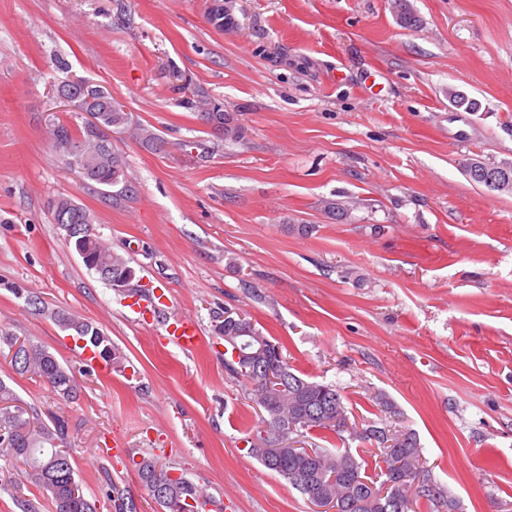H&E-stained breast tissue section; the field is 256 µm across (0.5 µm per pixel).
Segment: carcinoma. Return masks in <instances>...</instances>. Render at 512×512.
I'll return each mask as SVG.
<instances>
[{"label": "carcinoma", "instance_id": "obj_1", "mask_svg": "<svg viewBox=\"0 0 512 512\" xmlns=\"http://www.w3.org/2000/svg\"><path fill=\"white\" fill-rule=\"evenodd\" d=\"M397 20L409 29L418 26L420 20L407 4L400 0ZM98 121L103 127L126 123L128 114L123 106L105 92L103 102L97 108ZM199 119L214 126L220 134L241 137L242 130L221 112V108H204ZM52 147L67 164L80 169L83 178L98 185L113 187L122 185V192H129L124 174V162L112 145H103L97 136L83 130L76 135L64 123H56L48 129ZM469 180L484 184L486 177H507L512 180V163L487 164L474 162V168L466 170ZM57 224H80L84 233L73 238V245L82 247L96 262L109 270L112 279L125 281L130 286L135 271L129 261L114 252L93 232L94 217L89 210L73 200L60 197L52 204ZM51 318L64 330L85 340L86 345L97 351L101 358L119 367L124 354L112 344V340L91 322L66 311L51 313ZM214 333L224 337V370L227 375L247 385L251 401L261 407L265 416L260 440L262 447H253L256 456L269 470L276 472L295 489L307 497L322 494L337 512H411L412 499L407 489L399 493L401 505H396L391 494H382L383 484L404 476L415 483L422 469V454L418 438L409 432L405 439L393 436L384 428L368 427L357 434L362 442H375L377 448H361L354 454L350 449H337L328 453L320 448H292L288 446L290 435L304 430H321L341 435L349 429V416L344 396L331 384H323L300 373L288 364L283 344L273 336L265 335L248 318L228 309L213 315ZM248 331L249 351H260L256 357L234 360L230 339L242 330ZM0 343L8 349L19 347L21 361H11L21 375H29L49 385L55 395L65 402L79 396L80 383L74 372L64 368L44 346L30 339H20L7 329L0 328ZM266 366L281 383L260 385L256 367ZM68 433V422L61 414H55L45 422L39 413L23 403L15 392L0 380V455L8 458L19 469L21 476L41 488L51 500L54 512H96L95 505L84 495L76 479L70 449L62 447ZM379 458L380 473L366 475L368 460L363 454ZM139 481L149 497L162 512H204L214 503L184 474L170 471L154 457H142L133 462ZM173 474L167 479L166 496L154 497L152 484L156 473ZM419 496L430 507L443 512H453L455 504L444 490L436 485L418 486ZM114 503L116 512H136L133 505L125 502L121 490L112 485L106 492Z\"/></svg>", "mask_w": 512, "mask_h": 512}]
</instances>
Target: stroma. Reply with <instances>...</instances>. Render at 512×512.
Listing matches in <instances>:
<instances>
[{
	"label": "stroma",
	"mask_w": 512,
	"mask_h": 512,
	"mask_svg": "<svg viewBox=\"0 0 512 512\" xmlns=\"http://www.w3.org/2000/svg\"><path fill=\"white\" fill-rule=\"evenodd\" d=\"M409 2L411 30L394 0H235L221 28L211 0H0V326L45 346L82 391L58 400L3 352L0 379L67 418L97 512H115L110 483L157 512L141 456L206 487L212 512H314L250 453L263 413L224 371L211 322L224 307L336 385L350 425L415 432L422 479L457 512H512V192L465 175L475 159L512 162V0ZM67 80L105 87L158 135L153 149L111 135L133 195L84 180L51 147V123L88 120L58 98ZM193 86L240 139L186 105ZM61 196L198 322L197 349L168 343L85 267L53 219ZM52 309L93 322L123 365L84 362ZM24 499L52 512L0 457V512ZM203 105H211L213 108L209 110V107L203 108L201 112L198 113L200 120H205L207 123L214 126L215 129L219 131L220 134L231 137V138H240L242 134L241 128L233 124V121L226 117L222 107H216L218 104L212 103H203ZM222 111V112H221Z\"/></svg>",
	"instance_id": "35a3bbf8"
}]
</instances>
